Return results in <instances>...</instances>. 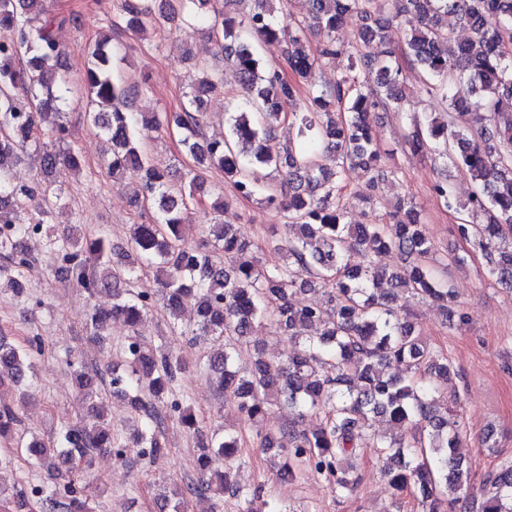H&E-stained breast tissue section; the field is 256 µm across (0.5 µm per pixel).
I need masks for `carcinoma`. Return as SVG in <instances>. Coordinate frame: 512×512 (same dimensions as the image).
Wrapping results in <instances>:
<instances>
[{"instance_id":"1","label":"carcinoma","mask_w":512,"mask_h":512,"mask_svg":"<svg viewBox=\"0 0 512 512\" xmlns=\"http://www.w3.org/2000/svg\"><path fill=\"white\" fill-rule=\"evenodd\" d=\"M183 2L195 6L193 17L210 21L224 64L249 93L251 109L229 113L223 139L206 138L205 106L224 85V70L199 66L201 76L184 93L179 110L155 118L186 132L182 143L199 170L187 181L174 182L135 140L130 102L149 86L114 82L110 39L94 42L83 79L98 107L93 123L112 141L108 169L119 185L128 173L143 176L135 206L148 203L155 217L133 225L126 246L104 236L78 243L64 233L50 240L89 296L112 292V308L94 309L91 328L101 336L114 318L138 326L152 298L134 292L131 283L137 270L151 268L159 277L165 313L178 320L193 308L196 320L188 334L216 342L204 365L217 375L224 392L238 399L239 412L257 422L269 421L284 407L293 414L278 423L276 433L260 437L261 447L286 457L283 469L301 463L328 477L333 493H342L350 485L345 456L355 451L369 416L382 415L398 432L377 439L376 457L386 461L393 490L413 492L419 512H445L443 504L461 499L467 512H512V461H502L473 485L455 458L463 428L458 420H448L447 395L436 386L453 367L448 357L420 340L407 309L397 306L402 289L446 304L454 301L452 290L425 265L433 244L421 231L416 203L399 202L390 224H347L340 205L348 169H363L372 183L396 176L397 168L382 162L368 112L401 111L403 65L417 64L428 93L441 98L446 111L413 123L406 145L416 153L434 151L470 174L476 189L465 203L456 200L443 171L433 191L446 208L483 216L481 223L458 224V234L488 257L491 276L512 288V0H305L307 16L286 28L273 19L274 3L282 0H251L253 8L243 17L238 12L242 0H224V13L214 18L208 15L210 0ZM350 12L363 21L358 38L364 52L348 63L332 88L317 90L316 69L345 54L336 30ZM404 12L415 14L419 25L411 30L406 48L395 50L386 42V32ZM450 15L456 26L471 33L467 43L451 52L453 30L445 21ZM122 20L134 32L160 23L153 0H123ZM66 22L48 12L45 0H0V29L11 32L0 42V258L9 259L0 264V283L18 297L25 293V263L15 262L13 252L20 237L43 230L49 187L14 184L6 159L26 157L44 174L61 162L80 165L73 150L51 148V143L66 140L65 125L42 128L48 110L59 108L68 92L67 77L55 74L60 56L55 31ZM308 27L324 36L318 60L305 50L302 35ZM273 41L286 42V48L281 60L269 66L261 44ZM23 57L26 64L20 66ZM461 79L470 86L469 99L452 94ZM305 88V111L298 112L293 102ZM474 108L485 111L489 126L469 125ZM285 123L297 125L299 145L281 152L273 144L274 129ZM325 144L336 150L334 170L321 163ZM210 169L224 173L237 196L260 194L267 207L282 212L284 235L272 233L267 242L282 262L267 268L252 256L250 244L227 224L238 215L225 199L214 205L219 219L209 227L212 250L186 242L185 214L212 196L202 176ZM268 169L282 174L279 185L264 184ZM22 200L36 202L26 222L17 209ZM361 246L366 262L353 265L348 253ZM391 250L404 256L405 264L386 273L375 257ZM298 291H319L322 299L297 308L291 297ZM262 320L293 339L297 349L278 361L260 355L252 371L241 374L233 369L235 353ZM40 353L33 339L18 346L0 336V385L8 380L27 386ZM128 355L125 372H112V387L139 412L137 443L148 457L166 448L165 429L174 417L196 439L198 478L184 488L173 484L174 495L210 494L213 512H223L226 494L242 499L246 512H289L239 485L231 470L212 472V459L232 458L241 439L236 433L208 435L191 408L169 403L184 370L180 356L165 343L148 345L138 336L130 337ZM326 365L333 372L324 371ZM391 366L403 367V374L385 375ZM74 375L82 389L100 380L83 365L74 368ZM308 414L319 416L320 426L299 429V419ZM20 422L16 408L0 402V439L13 436ZM16 447L33 465L49 457L63 461L71 477L88 472L97 451L124 459L122 450L112 446L108 419L95 402L89 404L85 421L64 426L54 440L20 436ZM31 494L43 512H92L89 499L77 497L72 482L62 492L39 488Z\"/></svg>"}]
</instances>
